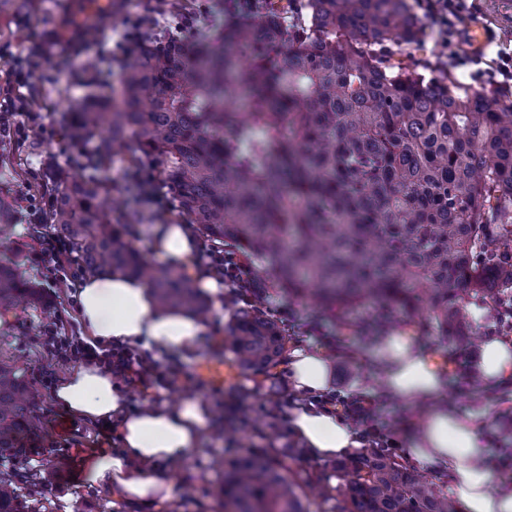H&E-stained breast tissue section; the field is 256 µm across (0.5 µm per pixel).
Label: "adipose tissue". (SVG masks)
Here are the masks:
<instances>
[{
  "label": "adipose tissue",
  "mask_w": 512,
  "mask_h": 512,
  "mask_svg": "<svg viewBox=\"0 0 512 512\" xmlns=\"http://www.w3.org/2000/svg\"><path fill=\"white\" fill-rule=\"evenodd\" d=\"M155 250L173 266L190 263L196 242L180 224L159 227ZM79 316L90 338L103 343L138 342L144 348L190 351L204 325L191 317L157 306L144 283L120 275L87 278L77 290ZM406 333L390 337L388 351L399 356L398 368L385 372L393 394L408 402L432 401L423 430L410 443L416 463L446 473L450 492L464 512H512V487L498 480L490 466V451L477 416L461 415L438 405L441 371L435 361L412 349ZM331 365L320 352L293 349L288 370L297 392L325 391ZM59 403L74 414L93 419L119 416L117 452L96 455L89 481L107 483L122 498L167 500L172 486L159 478L158 466L182 460L195 448L207 424L208 409L187 398L172 407L125 412V399L109 371L98 366L76 368L56 390ZM291 432L317 459L345 455L358 442L350 425L313 407H297L288 416Z\"/></svg>",
  "instance_id": "adipose-tissue-1"
}]
</instances>
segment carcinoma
<instances>
[{"label": "carcinoma", "mask_w": 512, "mask_h": 512, "mask_svg": "<svg viewBox=\"0 0 512 512\" xmlns=\"http://www.w3.org/2000/svg\"><path fill=\"white\" fill-rule=\"evenodd\" d=\"M305 23L285 29L290 4L224 21L217 44L191 56L179 39L144 40L112 98L68 118L81 145L79 177L56 163L47 219L88 274L140 278L158 302L191 316L208 303L184 272L142 260L103 177L131 144L125 190L136 203L139 161L178 219L251 267L260 295L306 299L343 321L373 303L367 339L381 345L418 304L448 342L467 335L465 302L512 292V101L428 81L409 59L385 55L419 29L407 0H307ZM43 303L18 263H0V325ZM253 307L233 310L227 348L268 375L287 347L278 324ZM39 393L0 361V512H41L18 488L17 465L37 452ZM292 477L273 448L224 462V512H308L305 488L336 499L332 512H458L447 494L380 448Z\"/></svg>", "instance_id": "obj_1"}]
</instances>
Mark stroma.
Returning a JSON list of instances; mask_svg holds the SVG:
<instances>
[{
	"instance_id": "stroma-1",
	"label": "stroma",
	"mask_w": 512,
	"mask_h": 512,
	"mask_svg": "<svg viewBox=\"0 0 512 512\" xmlns=\"http://www.w3.org/2000/svg\"><path fill=\"white\" fill-rule=\"evenodd\" d=\"M183 10L196 18L197 29L190 38L191 47L207 43L223 25L228 13L219 0H179ZM100 11L88 23L97 27L96 40L89 41L74 29L64 28L65 19L76 13L75 0H0V88L11 90L22 100L23 111L0 114L7 132L0 136V201L10 202L22 195L30 207L7 213L8 225L0 229V259L20 261L28 283L41 288L52 317L42 309L17 310L7 332H0V359L15 361L41 396L43 446L21 464L29 476L25 489L41 500L51 512H224L219 497L221 469L219 460L240 456L253 448L264 447L260 430L269 414H276L280 436L277 447L300 446L288 427L287 415L300 398L292 386L287 363H280L272 377L259 381L250 371L241 369L234 382L221 390L209 389L199 370L213 357L224 354L225 326L230 318L228 303L233 294L229 284H220L208 293L211 305L206 330L193 352L147 350L141 344H129L134 358L155 369L162 383L144 391L139 386L119 383L126 410L145 403L174 405L183 394L199 397L210 412L209 423L183 463L159 467L158 474L174 486L171 499L142 503L117 498L105 484L91 485L86 470L95 449H116L118 436L106 435L102 420L83 418L65 410L55 399L58 385L74 369L73 361L55 356L48 339L52 336L84 338L79 322L78 266L67 256L58 271H51L40 256L45 242L59 237L55 225L47 223L54 186L45 183L41 172L46 161L71 166L78 149L64 134L71 112L90 97H110V90L97 83L82 82L83 63L94 57L111 59L118 42L127 32L140 31L143 38L156 37L167 26L158 10V0H99ZM471 15L481 16L493 29L496 41L485 53L494 58L502 50L512 49V0H472ZM45 46L48 57L34 56L35 46ZM32 75L23 86H16L14 75L20 70ZM147 220L134 225L131 241L151 262L163 259L153 247L158 226L175 221L171 199L166 192L152 191L145 201ZM497 302L475 301L468 305L475 338L466 347L446 345L432 333L419 332L408 325L407 333L418 345L435 354L442 364L444 402L463 414L479 415L492 456L512 453V430L503 423L512 419V382L499 381L491 386L477 384V368L483 345L496 324ZM267 314L277 317L288 337L289 348L325 349V337L347 339L353 347L350 356H337L332 366L331 391L359 397L372 409L370 423H354L356 433L374 426L382 434L394 437L400 450H407L421 426L418 411L410 403L393 397L376 374L379 357L375 347L359 344L355 329L325 320L312 327L313 311L305 304L272 296L265 304ZM252 407L248 424H241L239 411ZM61 455L67 460L64 471L53 472L50 462Z\"/></svg>"
}]
</instances>
